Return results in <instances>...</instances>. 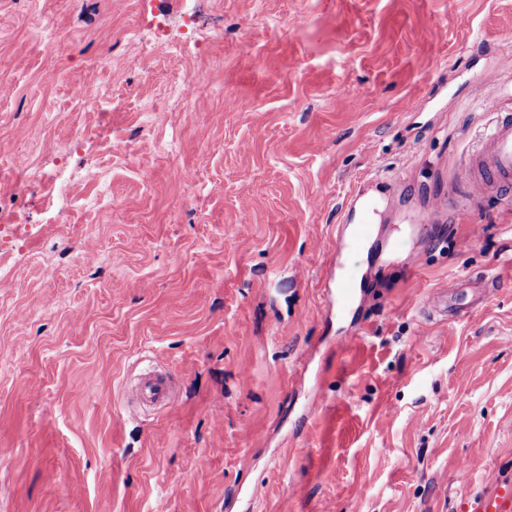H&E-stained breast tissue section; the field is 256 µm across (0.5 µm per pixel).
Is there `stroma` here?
<instances>
[{
  "mask_svg": "<svg viewBox=\"0 0 512 512\" xmlns=\"http://www.w3.org/2000/svg\"><path fill=\"white\" fill-rule=\"evenodd\" d=\"M490 70L512 94V0H0V512H463L512 480V200L465 195ZM149 369L170 404L128 409Z\"/></svg>",
  "mask_w": 512,
  "mask_h": 512,
  "instance_id": "35a3bbf8",
  "label": "stroma"
}]
</instances>
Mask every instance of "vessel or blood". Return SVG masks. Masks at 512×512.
<instances>
[{"instance_id": "1", "label": "vessel or blood", "mask_w": 512, "mask_h": 512, "mask_svg": "<svg viewBox=\"0 0 512 512\" xmlns=\"http://www.w3.org/2000/svg\"><path fill=\"white\" fill-rule=\"evenodd\" d=\"M486 111L494 115L489 136L470 154L467 163V191L472 200L488 196H512V99L489 94L484 100ZM137 396L147 406L169 403L166 382L149 372L137 385ZM469 512H512V481L499 483L493 490L476 496Z\"/></svg>"}]
</instances>
